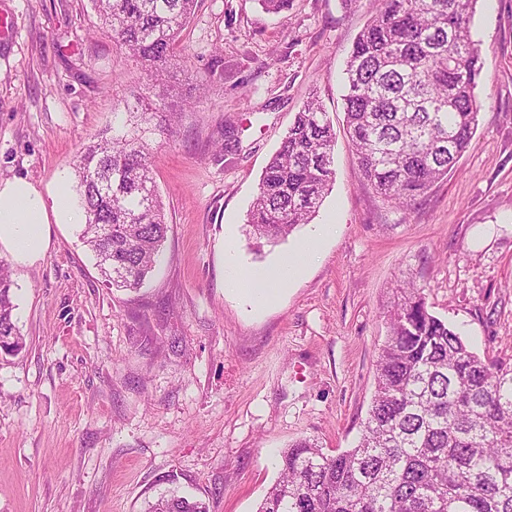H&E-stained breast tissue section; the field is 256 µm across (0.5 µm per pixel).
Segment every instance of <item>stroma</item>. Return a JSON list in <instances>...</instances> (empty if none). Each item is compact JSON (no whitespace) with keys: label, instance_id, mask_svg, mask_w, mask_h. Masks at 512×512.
Instances as JSON below:
<instances>
[{"label":"stroma","instance_id":"stroma-1","mask_svg":"<svg viewBox=\"0 0 512 512\" xmlns=\"http://www.w3.org/2000/svg\"><path fill=\"white\" fill-rule=\"evenodd\" d=\"M0 18V180L46 190L118 108H154L90 0H0ZM368 18L367 0H291L278 15L257 0H197L179 55L213 84L173 137H152L169 231L139 291L105 284L74 224L52 225L33 264L0 250L24 338L0 350V512H145L170 490L209 512H256L283 448L358 444L405 281L478 353L512 363V0L476 4V134L407 211L366 185L344 132L346 64ZM312 92L336 131L314 222L338 231L255 310L224 286V244L263 266L307 236L299 226L257 255L245 220ZM228 123L241 144L225 154Z\"/></svg>","mask_w":512,"mask_h":512}]
</instances>
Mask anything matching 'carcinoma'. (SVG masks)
<instances>
[{
	"label": "carcinoma",
	"instance_id": "1",
	"mask_svg": "<svg viewBox=\"0 0 512 512\" xmlns=\"http://www.w3.org/2000/svg\"><path fill=\"white\" fill-rule=\"evenodd\" d=\"M197 0H92L117 47L140 64L160 100L182 69L175 49ZM477 0H370L347 62L346 130L367 184L402 209L448 177L478 126L482 65L471 37ZM119 123L84 148L74 175L81 237L105 282L139 288L162 254L168 224L150 170L146 124ZM335 133L317 96L296 113L260 178L247 223L253 249L308 224L333 182ZM11 280L0 263V337L23 346ZM376 362V390L354 448L329 455L302 439L280 453V476L256 512H512V364L480 356L400 289ZM145 512H209L171 491Z\"/></svg>",
	"mask_w": 512,
	"mask_h": 512
}]
</instances>
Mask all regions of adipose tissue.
I'll list each match as a JSON object with an SVG mask.
<instances>
[{"instance_id": "1", "label": "adipose tissue", "mask_w": 512, "mask_h": 512, "mask_svg": "<svg viewBox=\"0 0 512 512\" xmlns=\"http://www.w3.org/2000/svg\"><path fill=\"white\" fill-rule=\"evenodd\" d=\"M84 213L64 179L53 188L40 191L24 179L0 182V248L19 264L37 261L50 245V225L80 224ZM337 231L336 224H318L295 251L283 254L277 262L260 268H243L228 260L224 283L229 291L259 308L294 281L307 259Z\"/></svg>"}]
</instances>
